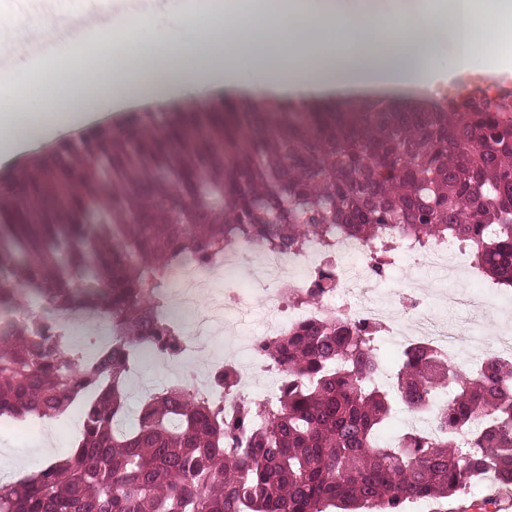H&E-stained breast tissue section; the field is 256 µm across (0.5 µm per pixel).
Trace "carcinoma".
<instances>
[{"label":"carcinoma","instance_id":"carcinoma-1","mask_svg":"<svg viewBox=\"0 0 512 512\" xmlns=\"http://www.w3.org/2000/svg\"><path fill=\"white\" fill-rule=\"evenodd\" d=\"M240 104L165 115L136 112L120 130L92 127L55 143L0 194V264L15 287H37L59 310L94 309L113 340L90 357L52 347L34 316L0 330V420L63 413L86 391L74 452L0 484V512H402L446 503L490 475L512 487V359L490 357L460 376L437 347L403 352L394 390L380 385L376 337L354 318H319L262 343L283 373L278 400L256 410L226 367L211 385L126 413L129 348H178L163 316L167 274L232 243L280 253L310 239L327 254L342 238L370 245L382 275L396 252L452 239L471 268L512 289V119L476 98L360 117L309 109L308 122ZM335 283L321 269L303 302ZM433 411L439 432H378L393 403Z\"/></svg>","mask_w":512,"mask_h":512}]
</instances>
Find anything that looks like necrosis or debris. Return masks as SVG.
<instances>
[{
  "label": "necrosis or debris",
  "instance_id": "4bbe7bcc",
  "mask_svg": "<svg viewBox=\"0 0 512 512\" xmlns=\"http://www.w3.org/2000/svg\"><path fill=\"white\" fill-rule=\"evenodd\" d=\"M465 251L464 244L448 241L422 250L405 248L401 254L410 265L431 266L445 276L453 272L456 259ZM327 263L321 246L313 242L288 256L250 242H237L207 264L190 257L178 259L170 269L167 299L187 313L192 320L191 328L182 334L176 354L159 351L155 354L156 360L180 364L185 382L208 388L206 370L218 363L212 343V326L220 324L228 330L240 329L247 337L243 356L249 368L263 380L261 395L265 402L270 403L279 392L275 380L277 372L260 350V343L290 326L318 317L347 315L374 324L376 334L394 337L401 343L416 340L432 343L439 347L448 362L470 370L475 369L478 355L482 352L512 357V336L485 343L460 335L452 326L436 319L414 288L402 296V305L410 316V322L405 328H395L377 308L380 283L364 266L338 269L336 288L312 304L294 303V295L310 288L320 268ZM246 271L251 274L253 287L229 288V281ZM204 295L213 300L210 311L206 313L198 309L199 299ZM27 309L41 317L61 347L71 345L72 331L80 318L72 312L44 308L32 289L23 298L0 299V324L20 321ZM80 320L89 327L96 323L91 313Z\"/></svg>",
  "mask_w": 512,
  "mask_h": 512
}]
</instances>
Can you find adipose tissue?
<instances>
[{"instance_id":"ef3b65f1","label":"adipose tissue","mask_w":512,"mask_h":512,"mask_svg":"<svg viewBox=\"0 0 512 512\" xmlns=\"http://www.w3.org/2000/svg\"><path fill=\"white\" fill-rule=\"evenodd\" d=\"M10 26L0 30V79L11 95L0 105V153L48 140L54 133L88 123L112 107L139 102L162 104L174 98L200 100L216 86L225 93L367 88L379 84H432L442 54L454 68L470 66L482 30L474 21L494 23L490 63H512V0H307L302 18L288 7L270 9L268 0H250L239 22L224 19L222 0L210 5L186 0L185 40L164 32L151 41L137 37L143 19L125 18V34L81 68V79L65 88L51 64L39 62L22 76L8 65L17 40L40 27L46 37L84 23L49 0H10ZM65 97L70 111H56Z\"/></svg>"}]
</instances>
